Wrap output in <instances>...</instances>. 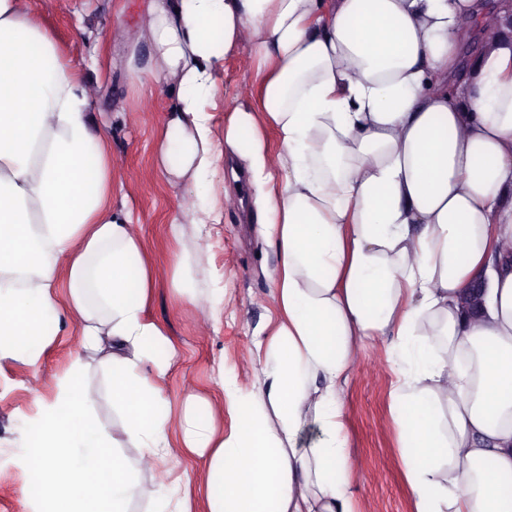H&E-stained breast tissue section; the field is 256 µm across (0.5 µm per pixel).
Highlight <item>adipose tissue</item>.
Masks as SVG:
<instances>
[{"label": "adipose tissue", "instance_id": "ef3b65f1", "mask_svg": "<svg viewBox=\"0 0 512 512\" xmlns=\"http://www.w3.org/2000/svg\"><path fill=\"white\" fill-rule=\"evenodd\" d=\"M480 16L490 33L465 67L462 28ZM115 26L131 85L172 100L158 171L196 181L224 152L246 162L277 254L276 318L254 390L222 380L216 405L190 384L173 415L159 385L171 345L148 316L158 271L132 212L113 208L118 168L90 83L24 0H0V359L39 368L72 322L111 367L119 419L113 432L92 415L79 359L37 399L19 453L35 512H131L140 499L194 512L198 491L205 512H356L341 392L384 337L414 512H512V0H148ZM243 47L262 77L221 151L201 100ZM213 210H193L194 247L170 270L215 328L218 303L190 275ZM312 426L320 438L300 447ZM186 453L203 474L173 480Z\"/></svg>", "mask_w": 512, "mask_h": 512}]
</instances>
